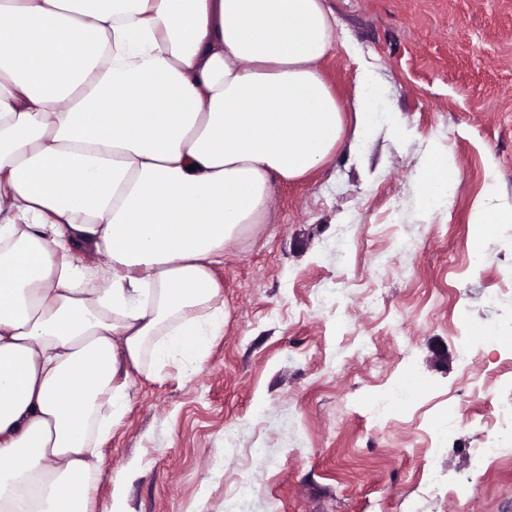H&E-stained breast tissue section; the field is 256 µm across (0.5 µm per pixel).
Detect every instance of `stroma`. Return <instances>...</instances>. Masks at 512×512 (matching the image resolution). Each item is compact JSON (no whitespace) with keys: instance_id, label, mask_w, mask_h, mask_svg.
<instances>
[{"instance_id":"1","label":"stroma","mask_w":512,"mask_h":512,"mask_svg":"<svg viewBox=\"0 0 512 512\" xmlns=\"http://www.w3.org/2000/svg\"><path fill=\"white\" fill-rule=\"evenodd\" d=\"M327 3L402 128L274 185L266 223L215 269L226 320L201 367L131 371L101 501L121 473L130 512H222L235 496L241 512H512V461L475 456L512 383L497 345L512 224L478 266L469 224L483 200L512 205V0ZM440 151L460 174L448 208L391 212ZM408 237L420 250L401 277ZM463 332L481 345L470 362Z\"/></svg>"}]
</instances>
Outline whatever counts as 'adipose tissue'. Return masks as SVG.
<instances>
[{"label":"adipose tissue","mask_w":512,"mask_h":512,"mask_svg":"<svg viewBox=\"0 0 512 512\" xmlns=\"http://www.w3.org/2000/svg\"><path fill=\"white\" fill-rule=\"evenodd\" d=\"M338 47L325 0H0V512H128L96 482L130 370L200 366L273 185L398 127L368 64L338 102ZM457 181L435 155L415 207ZM356 67L355 61L340 47L336 48L322 65L328 85L344 105L350 97L352 77Z\"/></svg>","instance_id":"ef3b65f1"}]
</instances>
